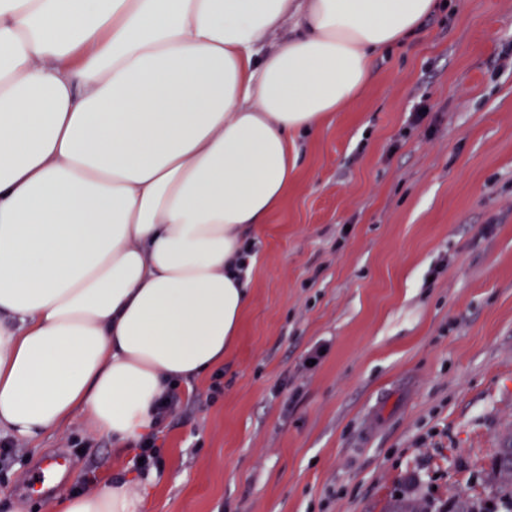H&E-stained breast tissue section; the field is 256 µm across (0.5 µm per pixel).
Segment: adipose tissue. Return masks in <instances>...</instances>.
<instances>
[{"instance_id": "obj_1", "label": "adipose tissue", "mask_w": 512, "mask_h": 512, "mask_svg": "<svg viewBox=\"0 0 512 512\" xmlns=\"http://www.w3.org/2000/svg\"><path fill=\"white\" fill-rule=\"evenodd\" d=\"M437 0H0V431L88 415L115 447L219 368L250 302L244 231L294 137ZM118 476L50 512H143Z\"/></svg>"}]
</instances>
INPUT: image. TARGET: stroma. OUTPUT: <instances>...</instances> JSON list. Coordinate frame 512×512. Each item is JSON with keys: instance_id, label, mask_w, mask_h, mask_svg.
Masks as SVG:
<instances>
[{"instance_id": "1", "label": "stroma", "mask_w": 512, "mask_h": 512, "mask_svg": "<svg viewBox=\"0 0 512 512\" xmlns=\"http://www.w3.org/2000/svg\"><path fill=\"white\" fill-rule=\"evenodd\" d=\"M444 3L296 137L294 180L251 236L224 393L203 406L210 377L180 386L145 512L488 498L512 435V0ZM133 455L76 414L0 457V512H47L29 486L49 458H68V492L89 470L131 474Z\"/></svg>"}]
</instances>
